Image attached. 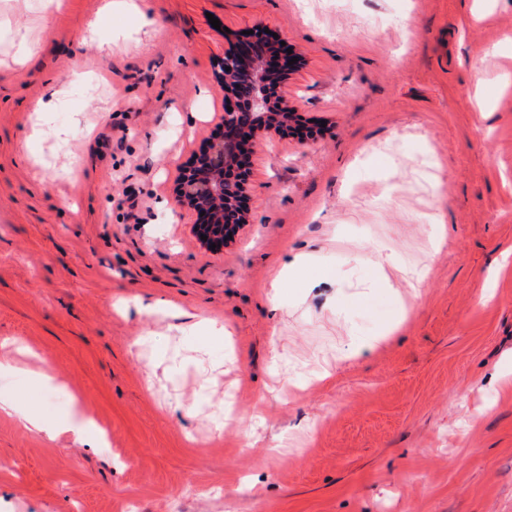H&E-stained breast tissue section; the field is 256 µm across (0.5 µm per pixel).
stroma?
<instances>
[{
  "mask_svg": "<svg viewBox=\"0 0 512 512\" xmlns=\"http://www.w3.org/2000/svg\"><path fill=\"white\" fill-rule=\"evenodd\" d=\"M63 2L0 0V341L26 348L0 394L50 369L43 418L78 402L109 444L0 414V512H512V0ZM250 30L302 56L283 94L318 134L259 135L250 220L212 250L166 205Z\"/></svg>",
  "mask_w": 512,
  "mask_h": 512,
  "instance_id": "1",
  "label": "stroma"
}]
</instances>
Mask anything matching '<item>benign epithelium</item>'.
<instances>
[{
  "label": "benign epithelium",
  "mask_w": 512,
  "mask_h": 512,
  "mask_svg": "<svg viewBox=\"0 0 512 512\" xmlns=\"http://www.w3.org/2000/svg\"><path fill=\"white\" fill-rule=\"evenodd\" d=\"M272 46L256 34L224 52L249 75L245 87L231 84L229 76L218 72L216 81L224 93L223 131L210 139L191 160L179 168L175 207L199 214V226L222 241L237 224L247 222L246 190L251 172L249 160L257 135L273 130L281 136L294 133L291 120L295 109L281 95L282 78L293 66L274 69L269 64Z\"/></svg>",
  "instance_id": "1"
}]
</instances>
